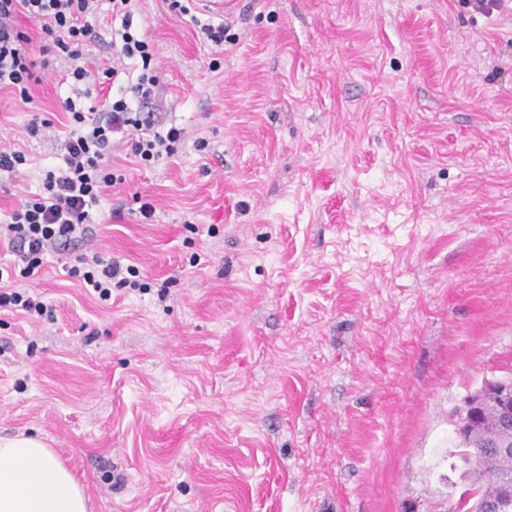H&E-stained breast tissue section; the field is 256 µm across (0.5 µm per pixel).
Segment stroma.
<instances>
[{
  "mask_svg": "<svg viewBox=\"0 0 512 512\" xmlns=\"http://www.w3.org/2000/svg\"><path fill=\"white\" fill-rule=\"evenodd\" d=\"M135 8L184 138L149 166L114 145L88 247L147 288L104 304L47 255L46 313L0 310V435L45 438L91 512H447L456 410L512 371V0ZM89 23L110 67L111 0ZM16 25L39 80L0 91L27 158L0 224L62 166L73 95Z\"/></svg>",
  "mask_w": 512,
  "mask_h": 512,
  "instance_id": "1",
  "label": "stroma"
}]
</instances>
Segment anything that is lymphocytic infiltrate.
<instances>
[{
  "label": "lymphocytic infiltrate",
  "instance_id": "obj_1",
  "mask_svg": "<svg viewBox=\"0 0 512 512\" xmlns=\"http://www.w3.org/2000/svg\"><path fill=\"white\" fill-rule=\"evenodd\" d=\"M95 3L0 0V90H13L25 101L36 79L35 64L24 49L27 38L15 25L21 14L38 23L57 51L70 60L68 76L74 84L93 85L104 77H118V70L93 69L83 58L82 47L91 33L87 18L94 13ZM112 11L121 18L120 27L112 32V53L120 60L140 61V72L131 95L106 99L101 111H84L69 97L62 101L61 109L71 123L64 140V167L46 170L42 194L13 210L9 222L0 224V238L7 239L15 256L7 270L21 278L34 279L48 252L61 254L72 244L93 239L89 210L117 182L109 156L115 137L127 138L133 156L144 165L172 154L183 137L182 129L173 126L161 132L144 117L159 83L154 48L134 22L133 0H112ZM69 273L103 301L111 299L113 286L129 283L119 263L96 252L81 254Z\"/></svg>",
  "mask_w": 512,
  "mask_h": 512
}]
</instances>
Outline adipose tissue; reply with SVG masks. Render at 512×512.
<instances>
[{
  "label": "adipose tissue",
  "mask_w": 512,
  "mask_h": 512,
  "mask_svg": "<svg viewBox=\"0 0 512 512\" xmlns=\"http://www.w3.org/2000/svg\"><path fill=\"white\" fill-rule=\"evenodd\" d=\"M0 512H89L83 488L34 435L0 437Z\"/></svg>",
  "instance_id": "ef3b65f1"
}]
</instances>
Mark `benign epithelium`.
I'll use <instances>...</instances> for the list:
<instances>
[{"mask_svg": "<svg viewBox=\"0 0 512 512\" xmlns=\"http://www.w3.org/2000/svg\"><path fill=\"white\" fill-rule=\"evenodd\" d=\"M455 426L461 435L484 436L488 447L512 458V380L487 379L471 391L458 411Z\"/></svg>", "mask_w": 512, "mask_h": 512, "instance_id": "7a95c632", "label": "benign epithelium"}]
</instances>
